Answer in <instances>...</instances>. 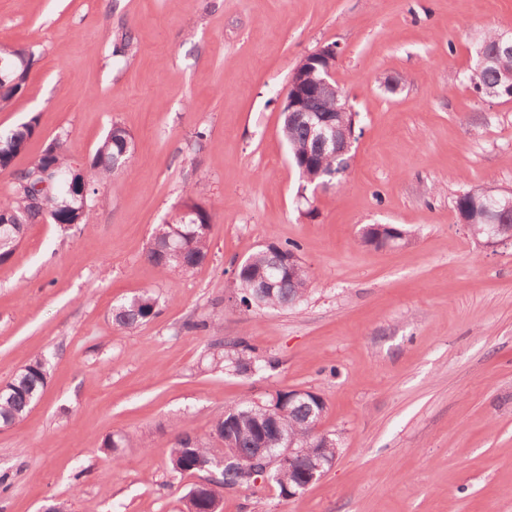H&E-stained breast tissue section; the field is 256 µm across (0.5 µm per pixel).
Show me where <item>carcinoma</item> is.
I'll return each instance as SVG.
<instances>
[{
	"label": "carcinoma",
	"mask_w": 512,
	"mask_h": 512,
	"mask_svg": "<svg viewBox=\"0 0 512 512\" xmlns=\"http://www.w3.org/2000/svg\"><path fill=\"white\" fill-rule=\"evenodd\" d=\"M308 66L301 67L295 75L297 94L288 106H295L298 113L289 118L281 113L282 134L289 156L297 168L306 189L311 183L330 181L339 184L348 163L328 151H323L309 138L304 113L314 112L325 104L322 92L307 78ZM480 98H485L484 88L495 79L491 70L479 71L471 66L464 75ZM38 120L30 119L6 134H0V169L12 165L14 158L25 151L28 142L36 135ZM131 134L114 124L98 145L94 156L78 168L72 167L67 155L65 140L56 138L38 156L34 157L24 170V177L41 175L48 169L70 174L69 188L53 191L46 200L54 218L52 222L63 227L87 224L92 196L112 174L124 169L131 161L133 147ZM34 186L21 182L13 184L8 200L0 203V210L9 215V234H0V263L13 255L20 245L26 227L46 219L44 209L34 204L31 193ZM498 189L492 185L462 192L455 199V209L474 224L472 234L478 238L486 235L487 220L480 208V201L495 195ZM213 228L212 210L186 195L180 204L176 218L154 229L146 257L164 273L192 274L206 260L211 246ZM405 231L392 225L381 228L370 225L362 234L361 242L372 244L375 239L402 238ZM300 260L298 248L294 245L281 246L269 242L248 256L232 270L233 287L238 300L246 310L292 309L307 297L310 276L288 274V260ZM158 299L144 291L122 303L113 314V322L124 329L134 330L153 319L159 313ZM213 361L236 373L245 374L250 369L261 370L271 365L256 354V349L244 337L214 339L209 343ZM45 364L42 359H32L26 368L19 371L12 380L11 388L0 394V426L20 423L31 410L36 399L42 394L45 381ZM325 403L321 397L300 398L288 402V391L279 389L265 399L257 401L243 397L224 410V416L216 421L213 438L234 451L235 460L221 467L214 466L216 453L210 443L189 432L177 436L169 448L167 465L174 474L218 475L226 490L256 488L254 484L242 481L247 468L251 466V449L257 444L266 448H282L290 438L297 448H320L324 455L336 456L338 442L335 435L314 432L312 423L322 417ZM300 461L292 469L288 463L274 467L273 485L279 496L288 497V489H294L301 482ZM186 512H209L211 491L202 486H192L183 496Z\"/></svg>",
	"instance_id": "carcinoma-1"
}]
</instances>
